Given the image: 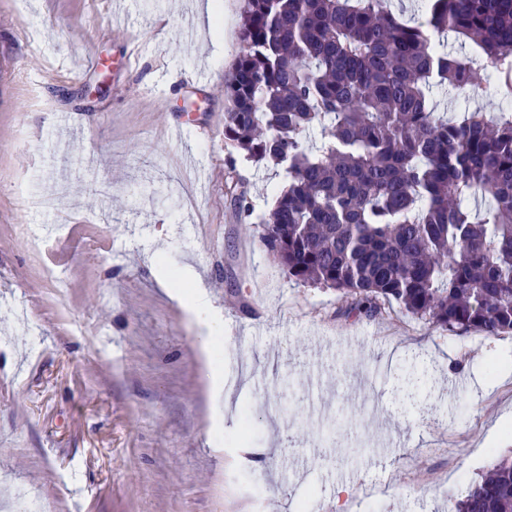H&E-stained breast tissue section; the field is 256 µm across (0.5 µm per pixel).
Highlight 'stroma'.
Masks as SVG:
<instances>
[{"instance_id":"stroma-1","label":"stroma","mask_w":512,"mask_h":512,"mask_svg":"<svg viewBox=\"0 0 512 512\" xmlns=\"http://www.w3.org/2000/svg\"><path fill=\"white\" fill-rule=\"evenodd\" d=\"M244 6L0 0V512H454L512 454V334L346 316L260 243L285 181L224 142Z\"/></svg>"}]
</instances>
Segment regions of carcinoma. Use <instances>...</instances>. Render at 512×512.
Wrapping results in <instances>:
<instances>
[{"instance_id":"carcinoma-1","label":"carcinoma","mask_w":512,"mask_h":512,"mask_svg":"<svg viewBox=\"0 0 512 512\" xmlns=\"http://www.w3.org/2000/svg\"><path fill=\"white\" fill-rule=\"evenodd\" d=\"M426 2L408 22L391 0H245L224 140L288 179L259 238L289 277L366 318L395 302L450 332L512 333V0ZM476 56L495 94L451 118L433 90L487 93ZM456 512H512V456Z\"/></svg>"}]
</instances>
